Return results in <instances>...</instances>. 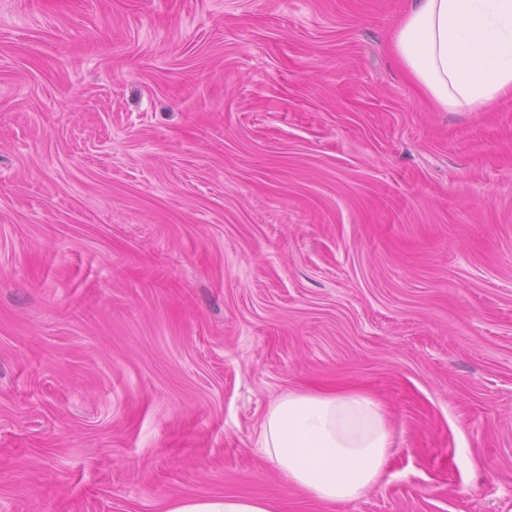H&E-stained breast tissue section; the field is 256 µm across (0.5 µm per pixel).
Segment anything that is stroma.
<instances>
[{
  "instance_id": "stroma-1",
  "label": "stroma",
  "mask_w": 512,
  "mask_h": 512,
  "mask_svg": "<svg viewBox=\"0 0 512 512\" xmlns=\"http://www.w3.org/2000/svg\"><path fill=\"white\" fill-rule=\"evenodd\" d=\"M410 0H0V512H512V97L436 112ZM393 446L265 459L289 393ZM259 445L292 484L322 502H351L378 481L391 441L368 395L289 392L268 408ZM166 512H275V509L262 498L217 496L184 499Z\"/></svg>"
}]
</instances>
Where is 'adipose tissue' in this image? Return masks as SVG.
Wrapping results in <instances>:
<instances>
[{
	"instance_id": "obj_1",
	"label": "adipose tissue",
	"mask_w": 512,
	"mask_h": 512,
	"mask_svg": "<svg viewBox=\"0 0 512 512\" xmlns=\"http://www.w3.org/2000/svg\"><path fill=\"white\" fill-rule=\"evenodd\" d=\"M392 52L440 112H480L512 95V0H412ZM267 460L323 502H351L374 485L391 445L380 405L361 393L290 392L259 431ZM167 512H275L254 497H200Z\"/></svg>"
}]
</instances>
